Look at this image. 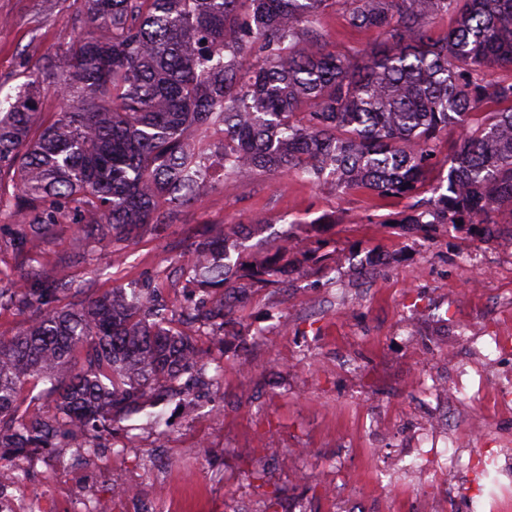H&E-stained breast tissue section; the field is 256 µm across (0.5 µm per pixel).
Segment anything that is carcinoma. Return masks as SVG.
Here are the masks:
<instances>
[{
	"instance_id": "carcinoma-1",
	"label": "carcinoma",
	"mask_w": 512,
	"mask_h": 512,
	"mask_svg": "<svg viewBox=\"0 0 512 512\" xmlns=\"http://www.w3.org/2000/svg\"><path fill=\"white\" fill-rule=\"evenodd\" d=\"M378 30L380 47L337 52L321 17ZM81 35L22 74L0 100V216L28 257L0 305L34 321L0 341V448H53L163 396L183 397L189 364L211 366L183 328L226 334L245 288L284 273L291 232L260 259L226 224L187 245L171 282L202 293L170 310L154 287L87 296L33 255L59 224H79L113 251L172 224L219 177L299 176L341 194L413 200L384 224L419 233L469 224L512 239V0H70ZM452 20L442 38L434 20ZM51 87L58 111L37 123ZM457 124L447 176L426 195L437 140ZM219 138L205 148L193 134ZM48 385L51 417L18 414L24 381Z\"/></svg>"
}]
</instances>
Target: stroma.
Instances as JSON below:
<instances>
[{"instance_id":"stroma-1","label":"stroma","mask_w":512,"mask_h":512,"mask_svg":"<svg viewBox=\"0 0 512 512\" xmlns=\"http://www.w3.org/2000/svg\"><path fill=\"white\" fill-rule=\"evenodd\" d=\"M81 31L44 0H0V97ZM320 31L342 52L384 42L378 31L346 27L334 11ZM406 206L267 173L247 185L225 178L178 223L129 240L118 256L76 225H59L40 260L93 295L165 282L169 259L188 239L227 224L249 225L242 247L256 257L293 229L288 258L300 267L287 287L251 289L236 310L239 335L199 336L221 367L210 413H189L176 398L162 402L161 433L142 413L115 418L98 433V456L80 484L134 483L112 512H272L274 491L281 503L273 512L292 504L341 512L348 501L361 512H422L432 488L403 469L380 483L375 471L380 460H402L431 418L416 352L428 374L448 381L460 369L490 383L512 372V357L496 349L512 342V240L447 224L423 239L384 223ZM256 217L261 225H253ZM317 239L332 254L322 265L303 253ZM84 250L89 259L70 264ZM463 332L480 337L481 350L462 343ZM448 422L480 423L494 446L512 438V412L487 403L449 409Z\"/></svg>"}]
</instances>
